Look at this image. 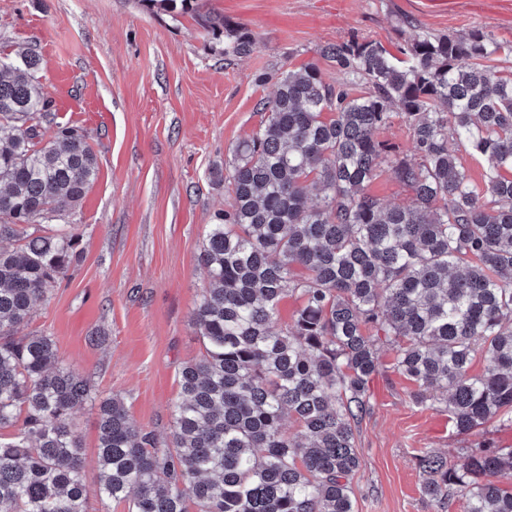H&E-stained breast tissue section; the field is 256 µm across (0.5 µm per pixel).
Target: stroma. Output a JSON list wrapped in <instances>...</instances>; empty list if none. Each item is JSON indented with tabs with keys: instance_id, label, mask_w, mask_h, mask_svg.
I'll return each instance as SVG.
<instances>
[{
	"instance_id": "obj_1",
	"label": "stroma",
	"mask_w": 512,
	"mask_h": 512,
	"mask_svg": "<svg viewBox=\"0 0 512 512\" xmlns=\"http://www.w3.org/2000/svg\"><path fill=\"white\" fill-rule=\"evenodd\" d=\"M249 31L257 48L228 58L191 15L146 11L140 0H0V57L19 46L41 57L36 73L50 99L60 86L93 104L56 112L94 146L98 178L56 221L79 236L66 276L33 307L28 331L51 337L65 363L98 396L123 398L133 422L168 442L183 364L204 347L191 321L207 285L205 228L230 200L210 172L257 129L261 100L285 69L315 63L336 76L321 49L352 38L388 49L420 34L480 29L512 43V0H208ZM106 334L105 344L93 338ZM372 408L357 426L355 512H465L455 494L422 493L423 451L457 459L490 442L512 448V424L460 435L443 405L413 403L410 385L381 350Z\"/></svg>"
}]
</instances>
